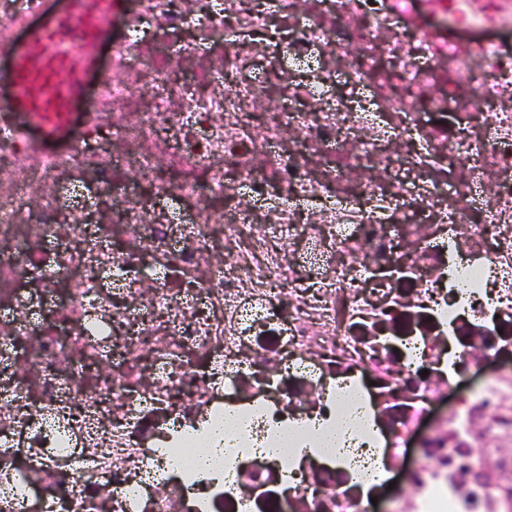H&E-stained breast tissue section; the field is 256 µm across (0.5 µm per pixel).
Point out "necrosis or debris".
<instances>
[{"label":"necrosis or debris","mask_w":512,"mask_h":512,"mask_svg":"<svg viewBox=\"0 0 512 512\" xmlns=\"http://www.w3.org/2000/svg\"><path fill=\"white\" fill-rule=\"evenodd\" d=\"M106 25L62 142L0 68V512H375L411 446L394 512H512V369L432 413L512 336V0ZM350 393L375 443L301 449Z\"/></svg>","instance_id":"obj_1"}]
</instances>
